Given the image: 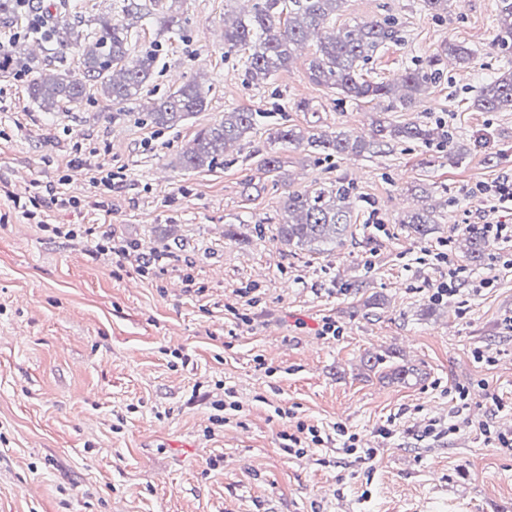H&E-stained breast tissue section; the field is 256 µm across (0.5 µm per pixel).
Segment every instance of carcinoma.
<instances>
[{"instance_id": "carcinoma-1", "label": "carcinoma", "mask_w": 512, "mask_h": 512, "mask_svg": "<svg viewBox=\"0 0 512 512\" xmlns=\"http://www.w3.org/2000/svg\"><path fill=\"white\" fill-rule=\"evenodd\" d=\"M236 19L224 26V47L230 51H248L246 69L254 84L267 82L287 67L294 49L316 35V49L309 63L310 76L319 84L330 86L344 97L355 101H372L386 97L392 107L408 111L419 103L430 86L441 77L440 55L429 58L426 66L410 69L401 83L391 84L365 78L364 66L386 41L398 40L395 22L389 18L359 22L324 35L323 24L342 11L346 0H248ZM181 0H154L147 14L159 17L163 28L181 26ZM25 9L20 0H0V21L13 22ZM48 33L41 36L55 46L57 52L68 51L78 57L80 74L58 70L49 78H33L28 90L32 100L45 112H54L65 105L78 108L95 93L112 104V118L123 116L127 102L138 99L145 84L152 78L157 54L152 48L137 50L128 39V29L109 18L97 20L84 29L81 21L59 11L48 16ZM498 41L512 46V0H501L498 15ZM31 71L26 48L20 42L0 52V76L10 77ZM207 104L203 86L188 82L161 96L146 112L155 127L177 126ZM484 112L512 111V68L484 83L474 101ZM267 118L265 112L231 111L224 119L202 129L179 153V164L187 170L213 169L224 161L229 144L253 133ZM277 140L295 147H308L319 154H361L374 145L396 140H439L451 144L438 128L418 123L395 125L380 121L376 139L367 142L346 132L318 134L297 125L279 126ZM283 222L277 225V237L290 247H307L318 253L336 250V245L352 237L357 225L351 223L349 187L341 180L329 185L314 183L302 192H288L282 197ZM420 239L430 234L434 220L427 210L401 220ZM468 240L466 257L473 263L481 261L489 248V234L483 224H468L463 229Z\"/></svg>"}]
</instances>
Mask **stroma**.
<instances>
[{
  "label": "stroma",
  "instance_id": "1",
  "mask_svg": "<svg viewBox=\"0 0 512 512\" xmlns=\"http://www.w3.org/2000/svg\"><path fill=\"white\" fill-rule=\"evenodd\" d=\"M499 4L435 18L421 0H346L337 26L390 17L400 31L370 79L394 80L446 43L471 50L465 65L443 59L441 79L403 112L312 81L311 41L251 83L224 47L239 0H182L180 32L153 16L134 23L133 42L162 47L118 120L97 97L41 111L29 75L0 78V512H512V450L480 431L512 429V242L473 265L462 238L465 225L512 220L477 195L512 176V112L473 106L512 62L496 42ZM193 80L209 89L204 110L169 129L142 121L146 103ZM234 110L366 138L380 120L427 124L453 146L325 157L262 126L222 166L182 169V147ZM272 153L274 176L260 168ZM21 169L82 200L99 172L124 180L108 211L49 210L50 223L94 229L68 239L14 211ZM339 179L355 239L320 254L281 244L284 191ZM424 207L436 226L421 240L401 220ZM102 233L167 254V272L117 269L95 249ZM448 280L453 293L436 296ZM327 321L337 336L323 335ZM372 354L408 375L369 369ZM228 391L238 408L213 424ZM452 414L459 431L428 437ZM300 422L328 443L287 451ZM340 426L373 458L346 454Z\"/></svg>",
  "mask_w": 512,
  "mask_h": 512
}]
</instances>
